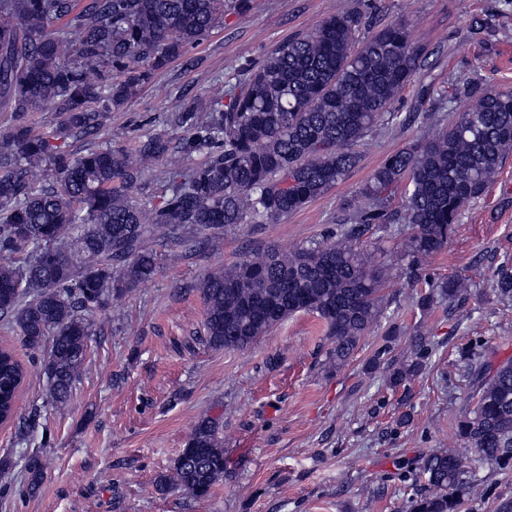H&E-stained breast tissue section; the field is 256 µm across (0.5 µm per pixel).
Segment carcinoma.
I'll use <instances>...</instances> for the list:
<instances>
[{"label":"carcinoma","mask_w":512,"mask_h":512,"mask_svg":"<svg viewBox=\"0 0 512 512\" xmlns=\"http://www.w3.org/2000/svg\"><path fill=\"white\" fill-rule=\"evenodd\" d=\"M247 8V0H0V109L15 116L0 132V317L33 351L51 339L44 374L58 412L85 364L88 314L155 275L151 244L215 237L232 224H275L304 209L359 163L363 139L397 120L392 107L427 59L401 19L355 48L359 18L350 13L274 44L257 68L233 82L213 81L204 115L191 107L180 113L186 155H210L163 171L170 194L159 205L134 192L169 155L164 137L133 154L58 144L98 133L103 113L127 106L225 12L241 16ZM453 101L450 122L386 156L363 190L370 208L336 233L290 253L258 249L204 276L206 344L245 350L281 321L310 312L327 326L326 364L344 366L385 300L388 274L360 243L369 229L396 223L382 194L404 188L401 221L412 230L405 275L415 283L422 259L448 247L465 209L512 152V92L463 83ZM48 104L59 121L52 133L36 134L26 116ZM490 281L511 300L512 260L493 269ZM424 287L421 309L444 307L460 323L469 318L471 279H426ZM435 353L432 341L415 336L410 362L387 363L389 386H407ZM460 359L476 405L459 434L479 460L509 471L512 361L475 369L470 351ZM24 380L18 362L1 351V422L13 421ZM45 468L40 455L28 458L27 489H36ZM224 472V438L204 416L157 488L201 499ZM478 486L459 449H432L414 469L406 512H460Z\"/></svg>","instance_id":"cac0c4a2"}]
</instances>
